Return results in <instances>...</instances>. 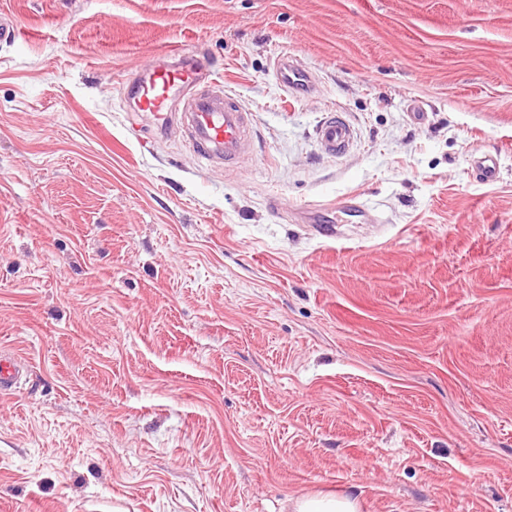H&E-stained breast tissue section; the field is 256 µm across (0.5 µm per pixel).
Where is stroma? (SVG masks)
<instances>
[{"instance_id":"obj_1","label":"stroma","mask_w":512,"mask_h":512,"mask_svg":"<svg viewBox=\"0 0 512 512\" xmlns=\"http://www.w3.org/2000/svg\"><path fill=\"white\" fill-rule=\"evenodd\" d=\"M0 11V512H512V0ZM169 48L251 110L239 168L131 101ZM273 70L281 89L294 97L308 95L313 90L311 73L288 56V52L279 53L273 61ZM317 136L325 152L341 154L348 148L353 134L343 119L330 115L318 127ZM27 363L20 356L0 354V397L10 396L19 384ZM292 512H360L358 499L348 494H314L296 498Z\"/></svg>"}]
</instances>
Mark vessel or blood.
<instances>
[{"mask_svg": "<svg viewBox=\"0 0 512 512\" xmlns=\"http://www.w3.org/2000/svg\"><path fill=\"white\" fill-rule=\"evenodd\" d=\"M273 70L285 93L298 98L312 92L311 73L287 53L276 56ZM128 87L139 109L155 116L157 131H165L174 119L183 120L189 129L190 147L202 161L230 166L252 145L250 111L205 59L192 56L179 65L156 60L151 70L136 73ZM317 136L325 152L340 154L348 148L352 130L343 119L332 115L320 124ZM25 367L20 356L0 354L1 398L12 394Z\"/></svg>", "mask_w": 512, "mask_h": 512, "instance_id": "vessel-or-blood-1", "label": "vessel or blood"}]
</instances>
